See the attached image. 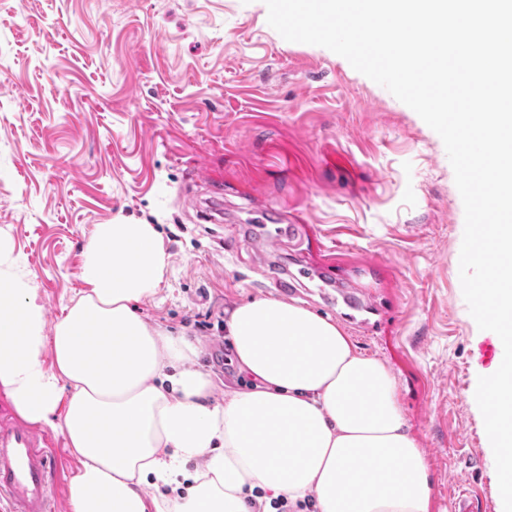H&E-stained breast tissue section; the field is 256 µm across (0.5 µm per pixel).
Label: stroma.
Listing matches in <instances>:
<instances>
[{"label": "stroma", "mask_w": 512, "mask_h": 512, "mask_svg": "<svg viewBox=\"0 0 512 512\" xmlns=\"http://www.w3.org/2000/svg\"><path fill=\"white\" fill-rule=\"evenodd\" d=\"M0 234L54 325L97 225H155L169 255L148 321L213 346L231 311L285 297L337 320L397 379L432 512L458 488L501 512L475 400L499 362L464 300V207L444 144L332 51L289 42L261 0H0ZM295 237L252 246L261 214ZM302 274L305 290L276 284Z\"/></svg>", "instance_id": "obj_1"}]
</instances>
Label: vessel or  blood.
<instances>
[{
    "label": "vessel or blood",
    "instance_id": "b4317fda",
    "mask_svg": "<svg viewBox=\"0 0 512 512\" xmlns=\"http://www.w3.org/2000/svg\"><path fill=\"white\" fill-rule=\"evenodd\" d=\"M53 441L0 403V502L7 512H56Z\"/></svg>",
    "mask_w": 512,
    "mask_h": 512
}]
</instances>
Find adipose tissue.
<instances>
[{"mask_svg": "<svg viewBox=\"0 0 512 512\" xmlns=\"http://www.w3.org/2000/svg\"><path fill=\"white\" fill-rule=\"evenodd\" d=\"M16 264L0 236V388L79 455L71 512H251L258 488L314 497L320 512H430L395 378L338 321L282 299L241 303L224 334L252 384L219 399L197 346L138 310L168 266L154 225H97L83 287L51 328ZM186 478L185 495L160 494Z\"/></svg>", "mask_w": 512, "mask_h": 512, "instance_id": "adipose-tissue-1", "label": "adipose tissue"}]
</instances>
